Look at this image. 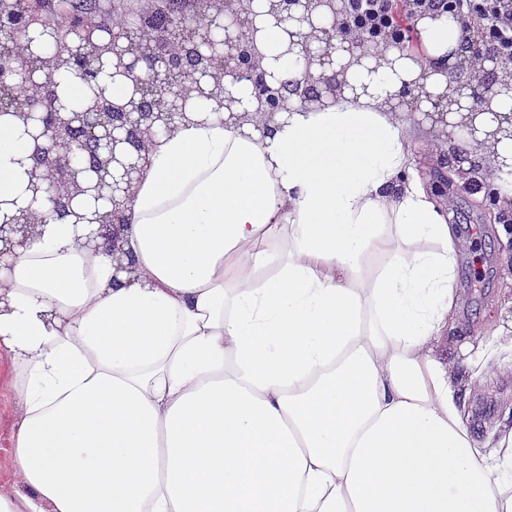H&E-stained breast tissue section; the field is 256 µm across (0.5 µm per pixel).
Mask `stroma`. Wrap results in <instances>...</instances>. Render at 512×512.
<instances>
[{
  "mask_svg": "<svg viewBox=\"0 0 512 512\" xmlns=\"http://www.w3.org/2000/svg\"><path fill=\"white\" fill-rule=\"evenodd\" d=\"M398 110L416 139L417 168L431 182H438L443 170L435 156L443 139L437 127L418 122L408 104ZM452 187L441 195L439 203L459 237L470 247L458 260L456 288L462 299L457 319L461 341L480 345L484 355L496 360L490 373H476L474 367L462 368V379L479 375L483 392L468 404L470 422L480 431L494 429L506 409H512V353L500 349L495 334L512 325V247L500 237L498 215L505 208L502 200L478 198L480 188L488 187L493 177L487 172L452 174Z\"/></svg>",
  "mask_w": 512,
  "mask_h": 512,
  "instance_id": "stroma-1",
  "label": "stroma"
}]
</instances>
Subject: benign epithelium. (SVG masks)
Listing matches in <instances>:
<instances>
[{
  "instance_id": "1",
  "label": "benign epithelium",
  "mask_w": 512,
  "mask_h": 512,
  "mask_svg": "<svg viewBox=\"0 0 512 512\" xmlns=\"http://www.w3.org/2000/svg\"><path fill=\"white\" fill-rule=\"evenodd\" d=\"M12 3L13 0H0V34L35 40L31 29L5 25L4 16L11 13ZM243 3L244 0H185V8L178 10L172 27L143 31L148 51L142 54H130L120 33L108 25L98 46L100 83L94 92L97 105L78 112L59 93L54 75L63 69L79 76V64L85 62V45L79 38L55 41L38 69L31 67L26 53L7 59L0 56V84L8 80L27 90L28 111L12 117L19 122L23 134L37 144L31 155L20 160L27 178L22 194L6 203L0 201V258L18 254V249L32 238L35 221L30 211L35 205L42 209L44 217L61 215L62 205H67L74 223L98 225L88 234L91 250L99 248L100 238L117 251L116 242L124 227L118 222V214L129 202L128 187L138 180L142 151L150 135L171 131L174 122L186 118L187 112L203 102L215 104L214 111L224 110L234 118V106L241 103L240 99L229 92L209 93L199 68L179 66L186 50L201 57L213 47L211 34L199 38L194 29L186 32L194 14L209 18L210 30H221L224 74L232 85L251 83L252 97L263 115L271 118L288 111L292 94L302 102L321 104L336 95V84L325 75L311 81L309 67L315 60L324 69L335 63L330 52L316 46L318 42H348L353 48H365L364 42L349 37L344 22L334 21L301 35L296 59L302 64L300 77L288 84L271 72L259 70L254 40L244 36L247 31L256 32L257 13ZM300 5L302 0H269V14L279 23L293 21L294 10ZM469 50L490 63L485 74L457 81V98L450 101L446 95L437 97L431 101L433 111L426 116L446 127L450 106L464 101L468 113L460 126L473 137L477 132L475 121L484 114L486 94L493 90L499 75L494 58L482 51L479 41L471 40ZM117 78L130 87L129 94L120 100L112 99L107 88V80Z\"/></svg>"
}]
</instances>
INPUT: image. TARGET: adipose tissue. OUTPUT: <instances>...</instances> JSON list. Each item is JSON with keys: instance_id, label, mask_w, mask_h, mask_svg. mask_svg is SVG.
Returning a JSON list of instances; mask_svg holds the SVG:
<instances>
[{"instance_id": "ef3b65f1", "label": "adipose tissue", "mask_w": 512, "mask_h": 512, "mask_svg": "<svg viewBox=\"0 0 512 512\" xmlns=\"http://www.w3.org/2000/svg\"><path fill=\"white\" fill-rule=\"evenodd\" d=\"M331 15L257 17L261 67L295 79L294 34ZM414 23L424 55L337 50L335 100L268 132L203 110L156 137L122 212L133 273L69 219L0 271L17 415L0 512H512V421L475 438L476 385L434 354L464 242L392 109L408 86L452 93L466 40L442 11ZM482 128L444 159L512 200V137ZM34 148L0 117V200Z\"/></svg>"}]
</instances>
